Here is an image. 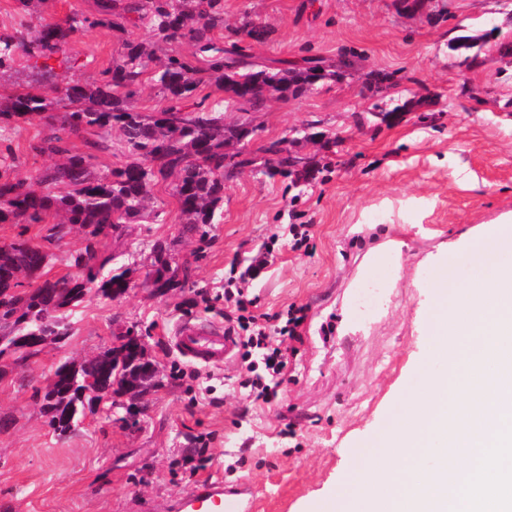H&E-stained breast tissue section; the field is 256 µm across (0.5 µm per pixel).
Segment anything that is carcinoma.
I'll return each instance as SVG.
<instances>
[{
  "mask_svg": "<svg viewBox=\"0 0 512 512\" xmlns=\"http://www.w3.org/2000/svg\"><path fill=\"white\" fill-rule=\"evenodd\" d=\"M101 17L90 18L74 11L63 22L51 18L40 21L34 35L17 30L0 33V74L13 69L17 55L25 58L27 81L13 93L7 105L0 104V133L12 128L16 119L31 123L47 120L48 132L38 151L58 155L64 161L48 169L35 183L22 179H0V223L38 224L48 211L63 213L51 228V236L62 238L69 225L88 230L92 238L118 230L124 224L147 219L154 187L159 181L174 179L173 197L183 224V234L195 235L212 224L223 206L224 149L245 139V124L224 125V112L259 110L265 92L273 89L278 100L288 101L314 89L338 74L336 69L317 65L297 69L262 68L244 60V49L231 52L216 32L224 29L223 0H97ZM106 23L129 32L118 57L93 83L71 76V60L65 46L79 32ZM145 29L146 42L133 30ZM186 45V55L171 45ZM59 63L57 72L52 62ZM149 76L164 100L155 113L141 112L134 99ZM203 85H213L223 93L215 103L197 98ZM60 116H54V113ZM121 133L129 161L107 173L97 170L91 153H74L71 140L90 134L86 144L93 150L109 148L113 129ZM296 174L307 179L306 167L295 173L288 158L266 164L265 174ZM50 254L24 239L0 246V358L23 350L24 336L69 335V311L83 301L85 291L98 285L102 296L113 299L115 292L129 285L125 273L98 279L97 253L89 244L73 257L79 270L75 276L41 278ZM40 279L35 288L19 293V275ZM154 275L172 288L178 269L161 262ZM119 366L128 381L155 385L156 376L146 374L142 359L126 354L118 358L106 349L78 364L65 362L57 368L54 387L46 390L43 410L49 425L61 434L72 430L95 401L128 396L129 406L138 403V394L128 393L125 383L112 386V367Z\"/></svg>",
  "mask_w": 512,
  "mask_h": 512,
  "instance_id": "carcinoma-1",
  "label": "carcinoma"
}]
</instances>
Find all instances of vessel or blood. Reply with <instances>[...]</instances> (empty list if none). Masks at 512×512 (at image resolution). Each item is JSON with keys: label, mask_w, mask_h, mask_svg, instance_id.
Wrapping results in <instances>:
<instances>
[{"label": "vessel or blood", "mask_w": 512, "mask_h": 512, "mask_svg": "<svg viewBox=\"0 0 512 512\" xmlns=\"http://www.w3.org/2000/svg\"><path fill=\"white\" fill-rule=\"evenodd\" d=\"M171 340L182 357L207 368L223 366L235 348L233 337L226 335L223 326L209 320L180 322ZM252 508L253 492L249 486L210 479L167 500L164 506L144 503L139 512H252Z\"/></svg>", "instance_id": "1"}]
</instances>
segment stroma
Segmentation results:
<instances>
[{
  "label": "stroma",
  "instance_id": "obj_1",
  "mask_svg": "<svg viewBox=\"0 0 512 512\" xmlns=\"http://www.w3.org/2000/svg\"><path fill=\"white\" fill-rule=\"evenodd\" d=\"M96 16L95 0H46L39 12L0 0V32L36 29L41 18L65 20L72 8ZM262 23L265 42L247 44L246 23ZM483 37L476 61L455 51L457 37ZM224 45L248 46L271 69L348 56L350 75L257 112H225L262 137L305 127L314 141L290 150L320 171L305 184L268 177L263 161L224 183L218 223L182 233L169 182L154 189L155 218L121 234L90 239L71 227L50 239L58 220L0 224V242L24 237L51 256L47 276L69 273L70 258L95 241L101 276L125 272L129 292L109 300L89 292L70 317V336L41 352L0 358V512H137L192 486L183 455L209 439L206 476L242 483L254 512H319L383 456L379 439L398 428L419 401L432 353L426 336L434 271L465 288L483 259L451 263L479 228L512 220V0H429L416 12L401 0H224ZM106 26L68 44L76 79L96 81L122 50ZM388 74L380 97L367 86ZM402 105L383 118L382 110ZM45 128L18 123L0 141V176L35 180L58 164L36 146ZM337 136L333 146L317 134ZM311 237L293 247L288 227ZM189 263L185 287L158 292L145 274L159 255ZM243 281L258 312L278 324L303 310L302 341L288 344V382L272 403L253 399L241 349L222 367L181 358L170 333L184 320H224L228 281ZM147 331L158 384L135 428L126 411L100 403L68 434L49 426L42 396L63 362H80L112 345L118 324Z\"/></svg>",
  "mask_w": 512,
  "mask_h": 512
}]
</instances>
